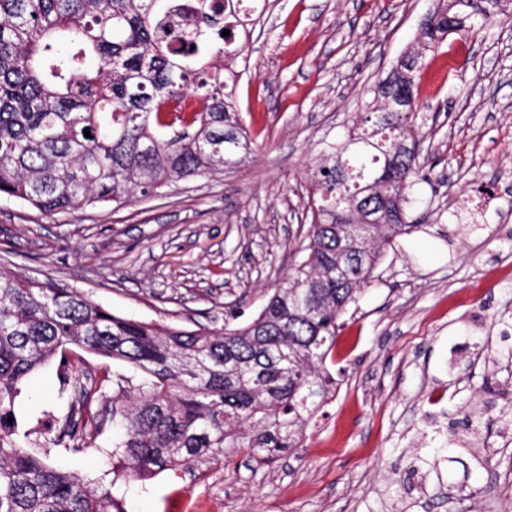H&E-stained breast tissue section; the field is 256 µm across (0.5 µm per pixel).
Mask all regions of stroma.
I'll return each mask as SVG.
<instances>
[{"label":"stroma","mask_w":512,"mask_h":512,"mask_svg":"<svg viewBox=\"0 0 512 512\" xmlns=\"http://www.w3.org/2000/svg\"><path fill=\"white\" fill-rule=\"evenodd\" d=\"M434 0H266L236 106L258 150L236 169L152 198L46 214L0 197V270L50 279L112 313L182 327L247 319L298 260L305 172L365 92L419 44ZM422 178L374 282L342 318L331 401L271 461L228 448L195 475L115 479L116 435L49 460L103 478L125 512H512V20L453 33L417 74ZM495 188L478 202L481 189ZM125 364L87 353L31 375L17 430L43 441L66 415L65 372ZM449 447L442 478L417 456Z\"/></svg>","instance_id":"stroma-1"}]
</instances>
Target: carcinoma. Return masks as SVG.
<instances>
[{
    "instance_id": "cac0c4a2",
    "label": "carcinoma",
    "mask_w": 512,
    "mask_h": 512,
    "mask_svg": "<svg viewBox=\"0 0 512 512\" xmlns=\"http://www.w3.org/2000/svg\"><path fill=\"white\" fill-rule=\"evenodd\" d=\"M246 0H195L177 32L174 0H0V196L49 214L128 204L171 182L224 174L256 150L235 105ZM437 0L425 48L448 29L481 32L505 0ZM229 35L222 36L223 31ZM412 55L369 90L352 126L307 170L304 258L256 317L179 327L113 314L50 280L0 272V512H123L98 478L26 449L15 421L32 373L76 347L133 369L112 395L90 374L49 443L84 448L107 426L125 476L187 471L226 448L296 446L336 389L327 367L340 318L373 281L393 239L421 230L406 205L420 176ZM192 94V120L165 122L168 99ZM91 137H85V132Z\"/></svg>"
}]
</instances>
